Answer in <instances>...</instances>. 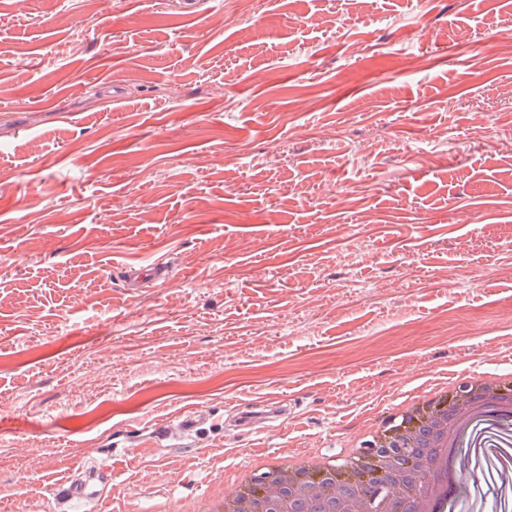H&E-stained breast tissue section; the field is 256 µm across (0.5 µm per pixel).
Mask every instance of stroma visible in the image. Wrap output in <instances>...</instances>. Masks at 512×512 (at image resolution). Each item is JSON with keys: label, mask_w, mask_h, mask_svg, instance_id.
<instances>
[{"label": "stroma", "mask_w": 512, "mask_h": 512, "mask_svg": "<svg viewBox=\"0 0 512 512\" xmlns=\"http://www.w3.org/2000/svg\"><path fill=\"white\" fill-rule=\"evenodd\" d=\"M240 9L0 0L11 512H59L78 473L104 480L80 512H192L256 458L335 459L426 385L512 368V0ZM259 397L286 414L239 426ZM469 464L465 506L512 512L498 447ZM168 274V263L163 259H157L146 269L139 268L126 270L124 272V277L128 286L137 287Z\"/></svg>", "instance_id": "35a3bbf8"}]
</instances>
